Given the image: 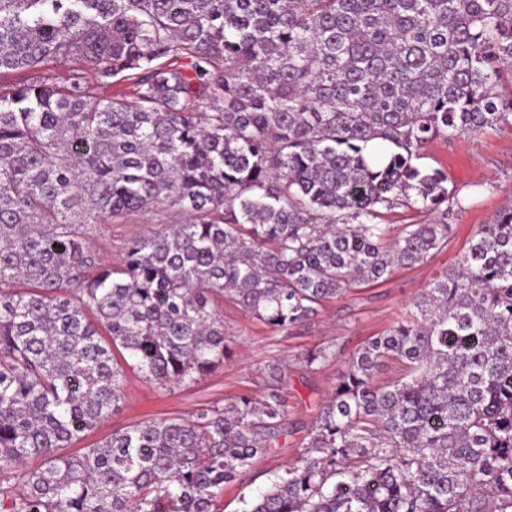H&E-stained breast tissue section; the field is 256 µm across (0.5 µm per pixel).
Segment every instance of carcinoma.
<instances>
[{"label":"carcinoma","instance_id":"1","mask_svg":"<svg viewBox=\"0 0 512 512\" xmlns=\"http://www.w3.org/2000/svg\"><path fill=\"white\" fill-rule=\"evenodd\" d=\"M11 75L0 473L41 464L0 512H220L285 429L279 362L259 398L58 449L119 406L122 362L164 389L224 366V298L285 331L447 245L458 200L420 160L512 126V0H0ZM395 208L426 219L393 234ZM131 213L162 221L103 263L98 225ZM387 359L405 372L380 385ZM243 512H512L511 204L349 357Z\"/></svg>","mask_w":512,"mask_h":512}]
</instances>
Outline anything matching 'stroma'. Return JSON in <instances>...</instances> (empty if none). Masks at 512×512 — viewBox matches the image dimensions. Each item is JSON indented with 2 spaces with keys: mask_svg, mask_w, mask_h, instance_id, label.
I'll list each match as a JSON object with an SVG mask.
<instances>
[{
  "mask_svg": "<svg viewBox=\"0 0 512 512\" xmlns=\"http://www.w3.org/2000/svg\"><path fill=\"white\" fill-rule=\"evenodd\" d=\"M422 163L446 173L449 190L456 192L462 204L448 218L453 234L445 248L434 252L423 264L395 268L380 284L361 287L325 303L310 323L290 331L272 332L233 300H225L224 330L231 344L223 368L170 390L147 382L136 371L126 370L119 409L73 442L71 452L91 447L113 431L144 419L186 418L201 408L224 407L242 394L261 395L268 365L287 363L281 393L288 407V425L279 446L257 456L243 480L224 489L223 512H241L243 498L268 487L274 474L283 472L300 456L312 422L349 355L368 338L391 326L432 277L454 263L479 226L490 223L501 205L512 199L510 126L431 143ZM157 225V219L141 214L120 217L102 225L94 248L102 261L119 263L124 242L148 234ZM318 345L332 347L337 357L321 370H306L296 357Z\"/></svg>",
  "mask_w": 512,
  "mask_h": 512,
  "instance_id": "1",
  "label": "stroma"
}]
</instances>
